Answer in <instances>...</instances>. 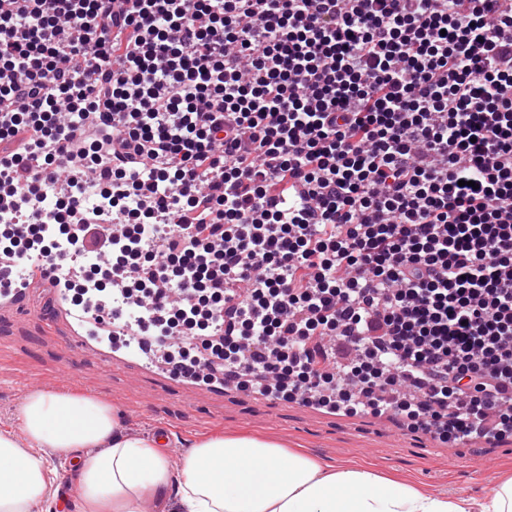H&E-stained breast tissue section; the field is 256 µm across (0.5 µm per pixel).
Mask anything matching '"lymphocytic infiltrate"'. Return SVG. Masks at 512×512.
<instances>
[{"instance_id": "lymphocytic-infiltrate-1", "label": "lymphocytic infiltrate", "mask_w": 512, "mask_h": 512, "mask_svg": "<svg viewBox=\"0 0 512 512\" xmlns=\"http://www.w3.org/2000/svg\"><path fill=\"white\" fill-rule=\"evenodd\" d=\"M0 192V257L107 259L175 377L512 430V0H0Z\"/></svg>"}]
</instances>
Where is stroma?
<instances>
[{
  "mask_svg": "<svg viewBox=\"0 0 512 512\" xmlns=\"http://www.w3.org/2000/svg\"><path fill=\"white\" fill-rule=\"evenodd\" d=\"M54 314L46 298L0 310V428L14 427L18 405L36 385L45 391L75 389L108 402L132 437L166 428V452L176 470L199 439L215 433L259 435L333 465L365 462L435 496L490 497L505 465H512V432L493 445L477 441L449 448L383 418L331 414L240 391L210 394L128 364L107 369L66 339L64 325L46 328Z\"/></svg>",
  "mask_w": 512,
  "mask_h": 512,
  "instance_id": "1",
  "label": "stroma"
}]
</instances>
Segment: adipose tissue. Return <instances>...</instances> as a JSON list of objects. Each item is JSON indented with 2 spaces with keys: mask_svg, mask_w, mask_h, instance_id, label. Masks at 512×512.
<instances>
[{
  "mask_svg": "<svg viewBox=\"0 0 512 512\" xmlns=\"http://www.w3.org/2000/svg\"><path fill=\"white\" fill-rule=\"evenodd\" d=\"M18 416L25 443L0 430V512H53L59 474L44 448L79 455L72 512H512L511 476L487 499L441 498L369 464L339 468L249 434L198 441L176 471L156 439L125 435L109 403L74 391L35 390Z\"/></svg>",
  "mask_w": 512,
  "mask_h": 512,
  "instance_id": "ef3b65f1",
  "label": "adipose tissue"
}]
</instances>
